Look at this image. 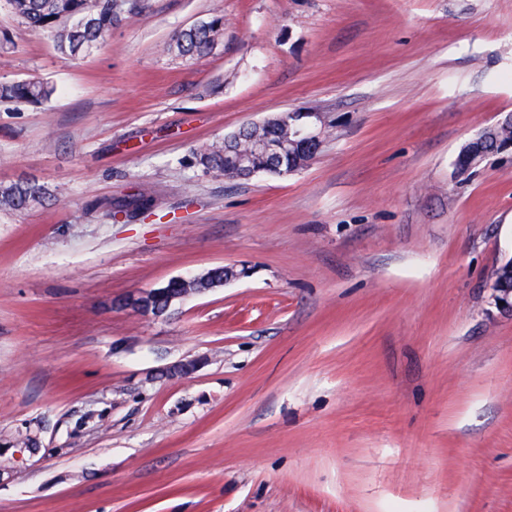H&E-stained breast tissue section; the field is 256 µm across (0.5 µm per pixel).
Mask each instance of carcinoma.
<instances>
[{"instance_id": "obj_1", "label": "carcinoma", "mask_w": 512, "mask_h": 512, "mask_svg": "<svg viewBox=\"0 0 512 512\" xmlns=\"http://www.w3.org/2000/svg\"><path fill=\"white\" fill-rule=\"evenodd\" d=\"M29 28L53 37L56 49L66 56L85 55L97 48L112 24L124 12L132 14L139 8L138 0H0ZM223 33V18L212 17L181 30L170 49L182 57L202 58L208 55ZM53 94V88L35 78L0 83V101L41 104ZM241 144L250 151L252 171L246 176L260 174L281 176L300 170L298 156L285 153L278 157L255 152L252 130L245 125L227 135V141L218 140L208 146L193 149L188 165L207 174H224V148ZM52 196L51 191L35 181L0 184V210L21 211L42 205ZM154 207L153 198L140 194L113 207V214L128 213L133 209L141 214ZM224 285V268L208 270L195 284L199 292ZM185 285L177 278L157 289L152 298V311L165 313L182 298Z\"/></svg>"}]
</instances>
